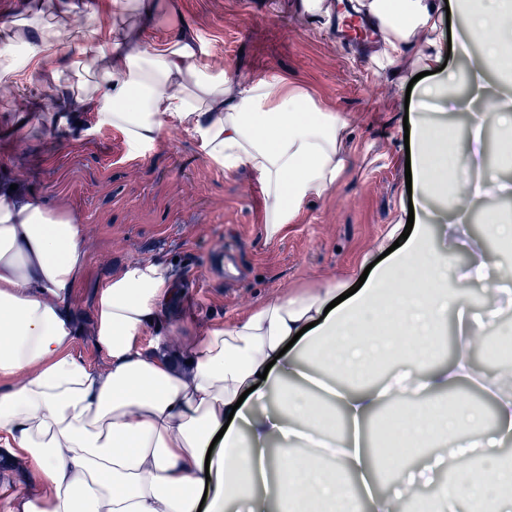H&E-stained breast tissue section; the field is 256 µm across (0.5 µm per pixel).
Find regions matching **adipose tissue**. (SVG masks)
<instances>
[{
    "instance_id": "ef3b65f1",
    "label": "adipose tissue",
    "mask_w": 512,
    "mask_h": 512,
    "mask_svg": "<svg viewBox=\"0 0 512 512\" xmlns=\"http://www.w3.org/2000/svg\"><path fill=\"white\" fill-rule=\"evenodd\" d=\"M455 3L471 57L460 105L474 110L488 95L500 105L479 111L476 146L460 151L446 117L423 113L425 100L449 98L454 75L424 57L433 76L408 120L413 228L353 295L335 279L271 298L177 360L157 330L172 276L156 261L132 262L95 293L96 345L112 361L103 374L71 354L79 330L69 301L88 265L79 225L0 185V377L21 378L0 394V454L27 460L51 490L23 501L22 512H195L203 496L207 512L240 502L248 512H395L408 490L428 487L427 512H512V471L500 469L512 440V376L482 377L471 356L475 337L512 307V263L488 269L467 225H449L484 295L481 315L470 316L429 232L449 172L460 175L454 215L512 195L501 172L512 167V136L498 145L497 167L485 140L486 129L512 127V100L488 81L512 76V0ZM359 5L380 24L381 64L435 40L434 0ZM46 6L48 21L0 24V82L36 86L51 130L92 113L98 126L123 131L135 154L163 132L191 134L225 172L257 175L270 239L351 167L346 121L278 72L239 81L213 73L209 46L158 33L135 0H111L112 22L87 32L74 28L71 0ZM451 321L457 351L443 363ZM464 383L493 397V435L480 430L484 412L442 404ZM384 407L397 412L386 433L401 446L396 456L374 445L372 420ZM411 453L423 463L400 471Z\"/></svg>"
}]
</instances>
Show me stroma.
Segmentation results:
<instances>
[{"label": "stroma", "instance_id": "35a3bbf8", "mask_svg": "<svg viewBox=\"0 0 512 512\" xmlns=\"http://www.w3.org/2000/svg\"><path fill=\"white\" fill-rule=\"evenodd\" d=\"M153 28L191 33L215 48V69L230 78L275 69L352 134L353 166L326 196L309 199L280 236L264 233L268 201L249 172L224 173L184 132L164 135L140 154L123 132L83 121L67 139L43 130L39 113L15 126L13 85H0V183L39 199L81 227L86 280L71 307L79 334L76 359L108 372L95 344L92 297L124 264L149 259L170 267L173 287L160 305L171 354L182 356L218 325L274 296L357 273L390 225L407 220L403 117L406 89L429 51L424 42L392 64L355 56L330 27L307 19L296 0H155ZM0 512L48 495L24 460L0 455Z\"/></svg>", "mask_w": 512, "mask_h": 512}]
</instances>
